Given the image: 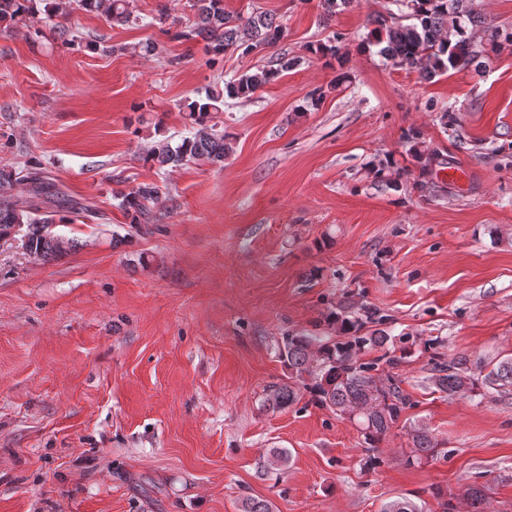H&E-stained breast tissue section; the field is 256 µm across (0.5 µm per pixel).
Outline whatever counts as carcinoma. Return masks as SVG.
<instances>
[{
	"label": "carcinoma",
	"instance_id": "cac0c4a2",
	"mask_svg": "<svg viewBox=\"0 0 512 512\" xmlns=\"http://www.w3.org/2000/svg\"><path fill=\"white\" fill-rule=\"evenodd\" d=\"M33 0H0V22H12L34 12ZM87 12L103 14L111 23L130 21V0H76ZM195 22L174 34L186 41L200 37L208 53L221 56L232 50L250 52L260 47H273L284 37L282 24L264 12L246 17L231 15L224 10V0H190ZM408 11L410 23L396 19L374 20L371 35L382 45L380 53L396 66L407 67L427 79L450 69L464 70L478 58L473 49V35L468 26L481 24L475 0H395ZM487 41L493 52L512 47V32L490 31ZM297 59L281 54L272 64L252 74H242L224 83V91L208 90L187 104L190 121L187 134L172 143L161 140L143 157L158 167L204 161L224 166L229 150L228 135L214 122L224 111V98L239 99L253 96L260 88L277 81L291 70ZM153 184H140L121 195L120 207L129 218L130 227L138 228L150 220L148 203L157 198ZM69 205L77 212H86L81 203L66 198L56 184L49 181L40 167H33L22 176L0 172V240L10 238L15 227L25 224L21 236L26 253L42 261L55 259L72 247V240L54 234V209ZM325 322L338 325L342 335L318 336L311 333H288L278 343L280 358L288 367V381L271 386L267 404L285 409L304 393L310 400L327 407L355 423L365 444L364 466L380 464L379 448L405 412L413 407L410 394L403 387L397 368L410 354L406 347L396 348L394 337L380 328L366 329L368 323H379L370 312L353 309L325 316ZM437 340L424 341L431 352L430 381L435 391L449 396L484 398L492 390L512 387V358L495 364L467 355L450 357L436 351ZM376 357L362 361L366 353ZM439 454V442L426 427L410 431V452L406 462L419 465ZM290 455L283 449H273L266 467L283 470ZM489 488L474 484L464 492L469 512H487ZM381 512H425V505L407 498L390 500Z\"/></svg>",
	"mask_w": 512,
	"mask_h": 512
}]
</instances>
